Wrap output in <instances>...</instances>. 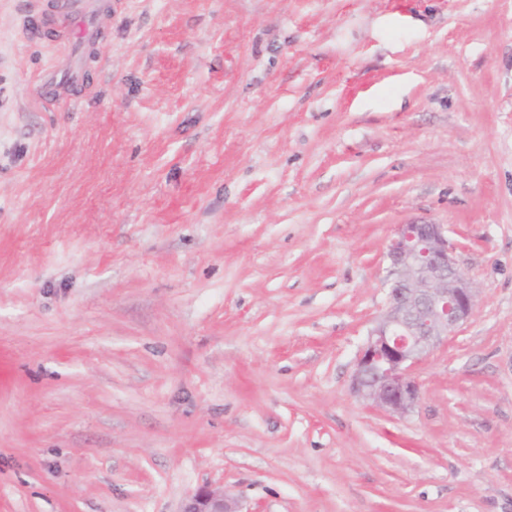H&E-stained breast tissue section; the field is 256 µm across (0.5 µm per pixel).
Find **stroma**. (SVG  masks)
I'll return each mask as SVG.
<instances>
[{"instance_id":"obj_1","label":"stroma","mask_w":512,"mask_h":512,"mask_svg":"<svg viewBox=\"0 0 512 512\" xmlns=\"http://www.w3.org/2000/svg\"><path fill=\"white\" fill-rule=\"evenodd\" d=\"M0 0V512H512V0ZM477 290L353 394L398 225ZM64 12V20L70 21L75 30L74 46H81L78 56L68 73L60 78L46 76L40 84V96L49 105L56 104L60 99L59 88L64 85L77 84L82 79L80 59L86 49L96 39V8L90 0H68ZM180 512H241L236 503L224 491L202 487L189 496L182 504Z\"/></svg>"}]
</instances>
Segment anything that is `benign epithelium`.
<instances>
[{"instance_id": "obj_1", "label": "benign epithelium", "mask_w": 512, "mask_h": 512, "mask_svg": "<svg viewBox=\"0 0 512 512\" xmlns=\"http://www.w3.org/2000/svg\"><path fill=\"white\" fill-rule=\"evenodd\" d=\"M386 309L361 349L353 389L375 406L406 414L420 390L410 368L474 314L477 293L442 224H401L387 247ZM180 512H240L224 491L202 487Z\"/></svg>"}]
</instances>
